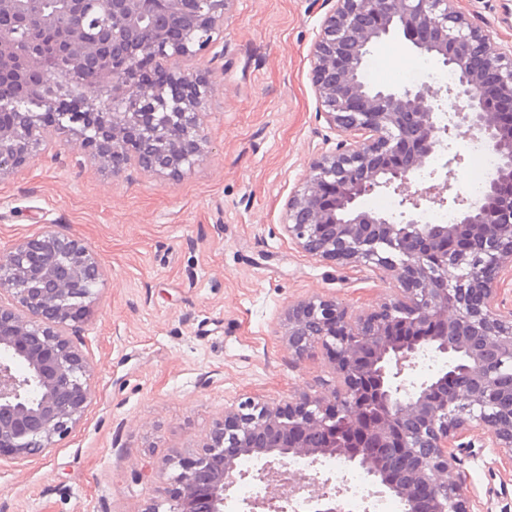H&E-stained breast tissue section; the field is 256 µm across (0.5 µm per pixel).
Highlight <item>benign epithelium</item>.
<instances>
[{"mask_svg": "<svg viewBox=\"0 0 512 512\" xmlns=\"http://www.w3.org/2000/svg\"><path fill=\"white\" fill-rule=\"evenodd\" d=\"M86 0H0V87L33 95L38 72L63 73L79 92L49 102L56 122L21 112L0 127V176L27 166L70 131L118 174L126 166L172 179L208 153L204 96L208 68H183L213 43L233 0H164L190 18L191 33L155 27L152 0H96L109 22L89 27ZM332 4L312 45V86L336 147L310 165L288 197L284 232L304 252L334 264L374 268L394 298L351 312L312 297L288 307V343L301 356L319 346L335 384L276 406L246 402L224 410L202 452L177 460L164 497L145 512H226L245 456L262 463L264 495L243 504L287 512L307 493L311 512H345L331 478L292 472L342 459L364 470L404 512H469L454 478L455 450L488 434L512 449V308L500 299L512 274V50L458 0H321ZM24 28L29 44L12 34ZM399 32L456 75L454 85L373 88L363 72L370 47ZM152 56L163 79L138 68ZM464 134L500 160L483 199L448 195L458 154L407 193L414 174ZM391 191L399 214L364 209L362 198ZM446 205L454 224H423L419 212ZM102 268L82 240L47 229L0 252V449L18 460L43 455L82 420L92 390L88 363L71 336L85 320L84 285ZM428 352L442 369L409 378Z\"/></svg>", "mask_w": 512, "mask_h": 512, "instance_id": "7a95c632", "label": "benign epithelium"}]
</instances>
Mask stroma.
Returning <instances> with one entry per match:
<instances>
[{
    "label": "stroma",
    "mask_w": 512,
    "mask_h": 512,
    "mask_svg": "<svg viewBox=\"0 0 512 512\" xmlns=\"http://www.w3.org/2000/svg\"><path fill=\"white\" fill-rule=\"evenodd\" d=\"M459 7L494 48L512 46V0ZM321 19L312 0H234L197 59L215 71L208 153L180 179L112 175L67 132L55 154L0 176V249L50 227L88 244L104 273L74 338L92 399L46 456H0V512H144L168 481L157 464L200 452L226 408L333 386L322 348L299 358L289 346V305L320 296L360 312L393 299L373 268L319 260L282 229L288 197L338 139L310 75ZM381 60L414 84L442 69L400 34L371 49L376 87L388 84ZM455 476L469 512H512L503 449L461 453Z\"/></svg>",
    "instance_id": "obj_1"
}]
</instances>
